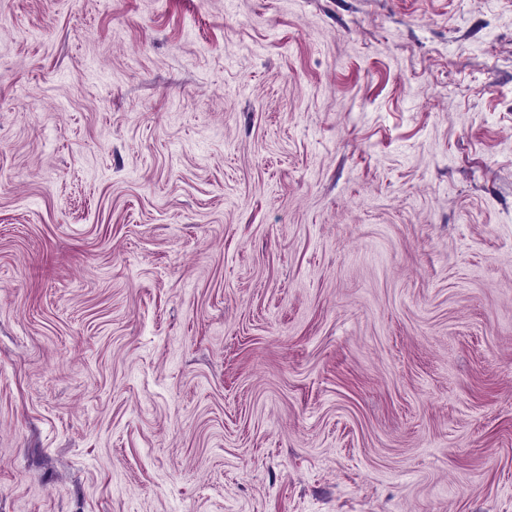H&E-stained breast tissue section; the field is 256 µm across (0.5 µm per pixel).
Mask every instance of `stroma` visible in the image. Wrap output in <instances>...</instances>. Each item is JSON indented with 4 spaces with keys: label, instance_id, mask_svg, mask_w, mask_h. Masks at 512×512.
Here are the masks:
<instances>
[{
    "label": "stroma",
    "instance_id": "obj_1",
    "mask_svg": "<svg viewBox=\"0 0 512 512\" xmlns=\"http://www.w3.org/2000/svg\"><path fill=\"white\" fill-rule=\"evenodd\" d=\"M0 512H512V0H0Z\"/></svg>",
    "mask_w": 512,
    "mask_h": 512
}]
</instances>
